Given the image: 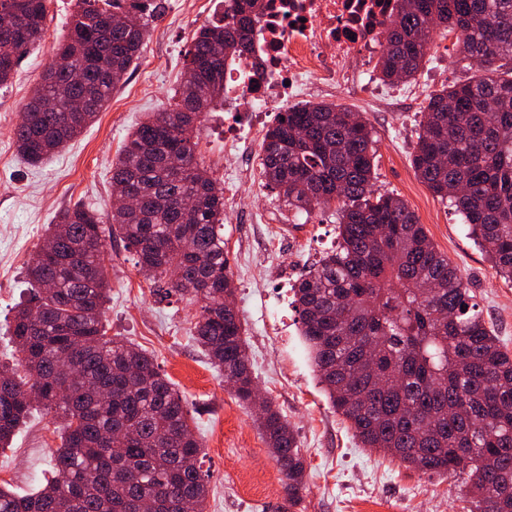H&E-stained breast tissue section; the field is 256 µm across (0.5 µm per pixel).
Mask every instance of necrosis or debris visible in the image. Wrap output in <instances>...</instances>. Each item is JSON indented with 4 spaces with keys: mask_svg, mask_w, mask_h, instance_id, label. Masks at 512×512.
<instances>
[{
    "mask_svg": "<svg viewBox=\"0 0 512 512\" xmlns=\"http://www.w3.org/2000/svg\"><path fill=\"white\" fill-rule=\"evenodd\" d=\"M399 0H258L250 45L224 68V148L299 100L359 84Z\"/></svg>",
    "mask_w": 512,
    "mask_h": 512,
    "instance_id": "4bbe7bcc",
    "label": "necrosis or debris"
}]
</instances>
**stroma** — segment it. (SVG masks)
I'll return each mask as SVG.
<instances>
[{
  "label": "stroma",
  "instance_id": "stroma-1",
  "mask_svg": "<svg viewBox=\"0 0 512 512\" xmlns=\"http://www.w3.org/2000/svg\"><path fill=\"white\" fill-rule=\"evenodd\" d=\"M197 0H165V10L141 55L108 107L62 152L40 166L18 154L12 130L55 48L67 33L71 0H55L40 44L21 58L11 86L0 88V362L14 365L9 326L16 305L32 296L25 276L47 224L77 203L107 212L112 203L111 164L128 133L146 113L168 108L202 21ZM455 34L436 33L417 78L437 91L475 76L456 56ZM331 103L360 113L372 131L377 155L375 186L400 196L435 246L457 267L502 344L512 351V283L500 279L449 201L435 196L415 174L411 153L426 104L395 95L377 102L346 89ZM262 131L239 146L252 163L250 181L224 173V109L208 113L198 131L197 157L219 187L242 197L224 220V249L243 323L253 375L260 391L290 423L306 461L307 489L289 505L283 476L251 409L233 396L192 339L197 307L188 297L157 294L139 272L132 252L113 241L105 258L111 300L105 309L110 335L152 355L160 371L187 396L195 431L204 445L210 493L206 512H463V478L421 475L361 447L331 407L300 336L291 286L336 245L337 204L308 213L288 209L266 187L258 168ZM61 422L34 412L11 447L0 449V486L35 492L60 444Z\"/></svg>",
  "mask_w": 512,
  "mask_h": 512
}]
</instances>
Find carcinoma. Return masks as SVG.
I'll use <instances>...</instances> for the list:
<instances>
[{
    "instance_id": "obj_1",
    "label": "carcinoma",
    "mask_w": 512,
    "mask_h": 512,
    "mask_svg": "<svg viewBox=\"0 0 512 512\" xmlns=\"http://www.w3.org/2000/svg\"><path fill=\"white\" fill-rule=\"evenodd\" d=\"M254 2L234 0L229 21L195 33L170 108L137 124L112 161L110 212L60 211L27 263L35 293L10 326L24 375L0 367V448L36 407L62 419L63 435L50 477L29 495L0 487V512H205L209 474L185 396L150 355L108 335L105 256L120 238L159 290L198 305L194 341L252 405L243 325L228 303L224 191L193 139L224 100V64L247 47ZM50 4L0 0V19L17 20L0 25L1 87L44 38ZM163 9L164 0H75L14 129L26 163H44L93 122ZM441 27L483 75L428 96L411 164L510 282L512 0H401L379 80L415 78ZM375 158L367 123L324 102L279 113L263 137L262 176L288 208L339 203L336 247L292 287L311 362L361 447L421 474L467 475V512H512V355L416 214L375 189ZM257 423L294 504L306 486L294 432L269 401Z\"/></svg>"
}]
</instances>
